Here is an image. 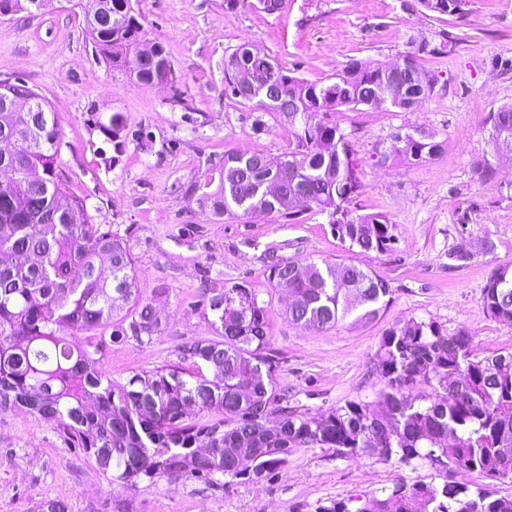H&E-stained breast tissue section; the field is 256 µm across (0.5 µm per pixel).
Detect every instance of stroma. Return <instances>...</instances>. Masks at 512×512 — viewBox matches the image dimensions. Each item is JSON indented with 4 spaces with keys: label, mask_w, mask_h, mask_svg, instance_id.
Listing matches in <instances>:
<instances>
[{
    "label": "stroma",
    "mask_w": 512,
    "mask_h": 512,
    "mask_svg": "<svg viewBox=\"0 0 512 512\" xmlns=\"http://www.w3.org/2000/svg\"><path fill=\"white\" fill-rule=\"evenodd\" d=\"M150 40L161 42L175 83L146 88L109 70L93 53L84 15L71 0H46L35 16L0 22V80L34 86L55 111L61 138L57 166L70 192L84 198L94 223L128 237L141 288L168 319L153 344L109 347L102 369L117 382L136 371L178 362L186 341L209 335L202 289L245 284L267 308L276 385L292 407L327 413L371 396L379 386L372 359L383 331L410 318L432 319L471 336L479 355L512 351V325L483 312V289L494 270L512 266V157L497 163L494 181L477 167L488 149L489 112L512 103V0H466L464 20L437 16L418 0H286L268 15L224 0H132ZM455 47L428 66L435 89L411 111L348 109L334 119L350 140L362 185L351 206L394 224L387 253H353L324 214L289 221L278 215L215 218L187 194L225 152H287L293 138L279 117L251 129V107L224 98V58L249 43L309 81L333 77L352 58L391 64L409 40ZM122 122L125 147L115 151L98 125ZM425 128L444 140L429 161L396 158L377 164L371 153L392 132ZM462 244L468 265L453 268L448 251ZM350 261L391 288L380 317L345 321L324 332L290 325L285 301L268 282L263 255ZM429 467L396 468L375 457L349 459L332 448H301L271 477L225 487L214 481L142 482L110 487L80 452L29 412H0V512H33L45 498L69 512H311L317 500L382 494L395 480L429 479Z\"/></svg>",
    "instance_id": "1"
}]
</instances>
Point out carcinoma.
Here are the masks:
<instances>
[{
    "label": "carcinoma",
    "mask_w": 512,
    "mask_h": 512,
    "mask_svg": "<svg viewBox=\"0 0 512 512\" xmlns=\"http://www.w3.org/2000/svg\"><path fill=\"white\" fill-rule=\"evenodd\" d=\"M466 0H419L441 16L462 17ZM78 0L96 54L109 68L144 87L177 81L164 46L151 44L131 0ZM391 65L351 58L335 79L311 82L244 44L224 58V97L254 105L252 128L274 113L288 124L294 148L271 156L227 152L190 187L216 217L279 214L290 220L325 214L349 251L387 253L396 240L380 213L349 209L361 184L354 149L332 120L343 107L390 105L411 110L433 91L426 66L439 53L408 42ZM245 71L250 94H233ZM30 112L6 104L0 84V409L24 408L82 452L111 487L178 479L231 483L268 477L299 448H334L347 458L373 457L398 467L427 466L431 480L400 479L383 496L318 503L314 512H512V494L471 488L457 479L478 472L512 485V351L480 357L472 340L431 319L390 325L373 356L380 388L329 414L278 405L276 365L264 301L244 285L207 293L202 313L212 336L179 351L180 363L134 372L115 382L101 368L111 344H151L166 329L154 301L143 295L129 241L92 222L86 201L71 194L57 170L60 133L55 113L25 81ZM490 151L478 166L496 176V159L512 156V104L487 116ZM115 150L121 123L100 125ZM445 141L419 128L397 130L372 157L400 153L413 163L439 154ZM269 281L288 282V322L334 329L349 317L376 319L388 283L343 260L298 266L273 254ZM486 314L512 324V268L499 267L482 296ZM86 333L83 344L71 336ZM424 385L427 390H419Z\"/></svg>",
    "instance_id": "cac0c4a2"
}]
</instances>
